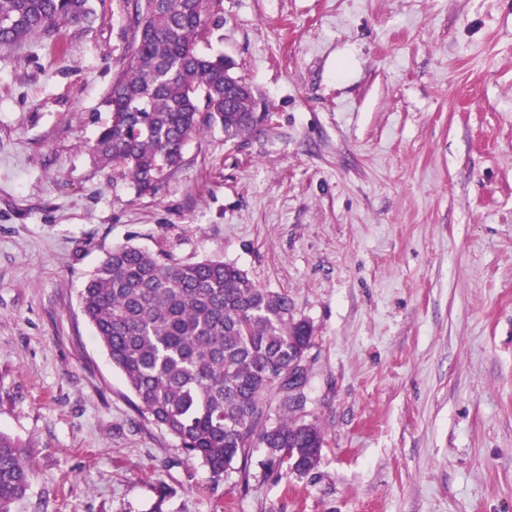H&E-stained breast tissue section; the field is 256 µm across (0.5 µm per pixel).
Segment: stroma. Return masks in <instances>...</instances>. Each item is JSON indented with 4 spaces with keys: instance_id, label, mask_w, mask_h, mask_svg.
I'll list each match as a JSON object with an SVG mask.
<instances>
[{
    "instance_id": "obj_1",
    "label": "stroma",
    "mask_w": 512,
    "mask_h": 512,
    "mask_svg": "<svg viewBox=\"0 0 512 512\" xmlns=\"http://www.w3.org/2000/svg\"><path fill=\"white\" fill-rule=\"evenodd\" d=\"M0 45V432L13 512H512V0H217L269 117L155 193L94 163L126 0ZM219 259L314 327L309 474H213L138 416L81 312L113 246ZM22 448L0 432V512H12V505L26 495L33 480V467Z\"/></svg>"
}]
</instances>
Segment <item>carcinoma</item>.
<instances>
[{"instance_id":"cac0c4a2","label":"carcinoma","mask_w":512,"mask_h":512,"mask_svg":"<svg viewBox=\"0 0 512 512\" xmlns=\"http://www.w3.org/2000/svg\"><path fill=\"white\" fill-rule=\"evenodd\" d=\"M210 0H127L132 47L112 82L111 119L89 151L140 194L178 168L188 139L219 125L237 138L258 125L253 98L224 56L198 39L224 27ZM91 15L89 0H0V43L52 36ZM81 311L133 393L137 412L179 440L212 472L267 448L265 468L306 475L319 463L322 428L288 405V370L309 383L312 324L288 295L262 288L221 260L177 262L124 244L80 293ZM34 471L24 445L0 432V512H12Z\"/></svg>"}]
</instances>
